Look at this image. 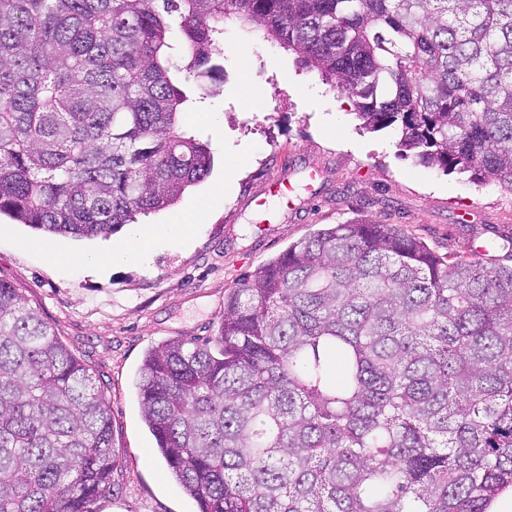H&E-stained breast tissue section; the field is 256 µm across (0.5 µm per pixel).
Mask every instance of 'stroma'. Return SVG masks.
I'll list each match as a JSON object with an SVG mask.
<instances>
[{
    "mask_svg": "<svg viewBox=\"0 0 512 512\" xmlns=\"http://www.w3.org/2000/svg\"><path fill=\"white\" fill-rule=\"evenodd\" d=\"M226 80L205 96L187 83L182 122L213 154L210 176L171 208L196 229L143 262L88 271L43 252V234L0 218V280L18 288L84 364L110 404L122 451L99 512H193L155 455L135 390L147 350L218 334L224 296L242 275L325 224L377 220L411 231L440 255L491 244L506 258L512 189L443 173L401 156L398 134L361 130L351 103L297 54L257 32L224 33ZM288 178L281 197L275 184Z\"/></svg>",
    "mask_w": 512,
    "mask_h": 512,
    "instance_id": "stroma-1",
    "label": "stroma"
}]
</instances>
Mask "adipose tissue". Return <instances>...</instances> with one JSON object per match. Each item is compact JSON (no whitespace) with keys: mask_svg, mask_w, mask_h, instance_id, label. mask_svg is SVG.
Segmentation results:
<instances>
[{"mask_svg":"<svg viewBox=\"0 0 512 512\" xmlns=\"http://www.w3.org/2000/svg\"><path fill=\"white\" fill-rule=\"evenodd\" d=\"M193 230L187 219H179L177 223L165 225L164 228H150L143 224L133 225L127 238L104 255L84 254L78 257L59 253L52 244H45L44 251L49 259L57 263L78 262L82 267L91 269L107 263H126L141 260L147 254L157 236H166L172 241H182Z\"/></svg>","mask_w":512,"mask_h":512,"instance_id":"obj_1","label":"adipose tissue"}]
</instances>
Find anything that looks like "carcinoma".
Instances as JSON below:
<instances>
[{"label":"carcinoma","mask_w":512,"mask_h":512,"mask_svg":"<svg viewBox=\"0 0 512 512\" xmlns=\"http://www.w3.org/2000/svg\"><path fill=\"white\" fill-rule=\"evenodd\" d=\"M228 20L297 53L361 129H397L403 156L512 188V0H0V215L108 239L203 182L178 83H224ZM137 390L197 512H494L512 264L331 224L239 280L214 345L149 349ZM119 457L103 391L0 281V512H98Z\"/></svg>","instance_id":"obj_1"}]
</instances>
